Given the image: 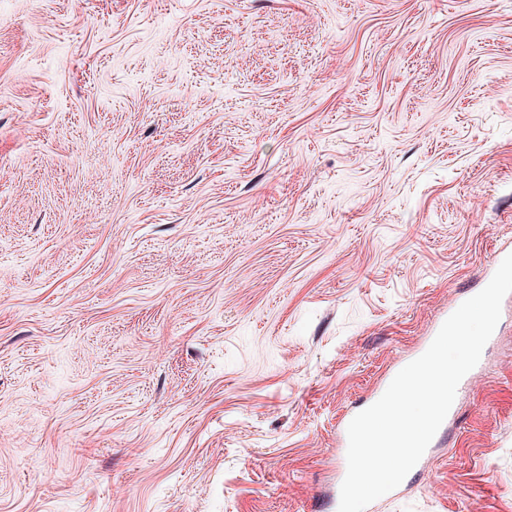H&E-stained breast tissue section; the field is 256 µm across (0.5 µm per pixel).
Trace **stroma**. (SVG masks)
Instances as JSON below:
<instances>
[{"label": "stroma", "instance_id": "1", "mask_svg": "<svg viewBox=\"0 0 512 512\" xmlns=\"http://www.w3.org/2000/svg\"><path fill=\"white\" fill-rule=\"evenodd\" d=\"M511 242L512 0H0V512H336ZM404 488L512 512V299ZM408 363H405L401 366L398 367V369L392 373L390 379L388 380V382L386 383L385 386H383L376 394L375 396L369 401V403L361 410L363 411L364 409L370 407L371 405H373L383 394L384 392L386 391L387 387L389 386V384L391 383V381L393 380V378L396 376V374L403 368L407 365ZM359 411V412H361ZM354 413L352 414L344 423V427H343V432H344V437H343V447L342 448H338L341 452V455H342V462H341V469L339 471V478H338V484H337V488H336V512L338 511V505H339V500H340V488H341V484L346 476V472H347V461H346V453H347V448H348V437H347V428L350 424V422L352 421V419L359 413Z\"/></svg>", "mask_w": 512, "mask_h": 512}]
</instances>
